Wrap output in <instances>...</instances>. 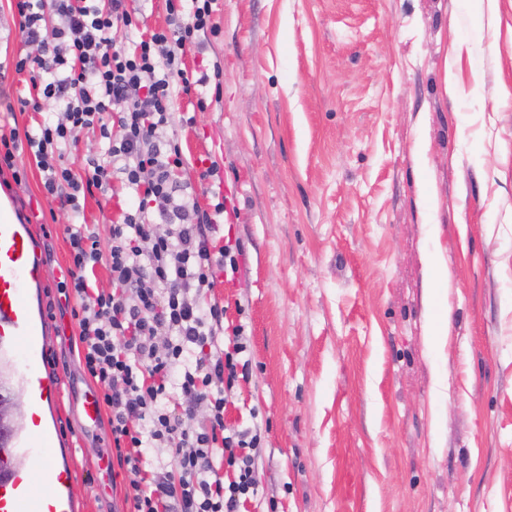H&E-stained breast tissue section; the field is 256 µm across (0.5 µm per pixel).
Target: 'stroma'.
I'll return each instance as SVG.
<instances>
[{
  "mask_svg": "<svg viewBox=\"0 0 512 512\" xmlns=\"http://www.w3.org/2000/svg\"><path fill=\"white\" fill-rule=\"evenodd\" d=\"M215 31L183 57L207 75L163 135L172 173L241 248L215 296L244 324L250 376L225 424H258L247 512H512V0H214ZM0 0V130L21 109L26 54ZM217 161L211 177L202 172ZM10 185L44 261L45 343L81 512H125L97 470L107 419L85 427L78 327L58 285L69 211L28 156ZM87 198L107 234L128 203ZM449 268L432 297L429 254ZM446 323L435 347L425 338Z\"/></svg>",
  "mask_w": 512,
  "mask_h": 512,
  "instance_id": "stroma-1",
  "label": "stroma"
}]
</instances>
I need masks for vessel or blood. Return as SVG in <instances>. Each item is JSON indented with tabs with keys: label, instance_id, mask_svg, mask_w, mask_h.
I'll list each match as a JSON object with an SVG mask.
<instances>
[{
	"label": "vessel or blood",
	"instance_id": "obj_1",
	"mask_svg": "<svg viewBox=\"0 0 512 512\" xmlns=\"http://www.w3.org/2000/svg\"><path fill=\"white\" fill-rule=\"evenodd\" d=\"M44 266L30 224L0 200V359L12 363L25 396L23 433L0 448V512H78L73 466L54 414L58 383L44 364L50 329L42 306ZM38 460L37 471L15 466Z\"/></svg>",
	"mask_w": 512,
	"mask_h": 512
}]
</instances>
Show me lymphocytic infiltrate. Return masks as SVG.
Here are the masks:
<instances>
[{"instance_id": "f902f5d3", "label": "lymphocytic infiltrate", "mask_w": 512, "mask_h": 512, "mask_svg": "<svg viewBox=\"0 0 512 512\" xmlns=\"http://www.w3.org/2000/svg\"><path fill=\"white\" fill-rule=\"evenodd\" d=\"M212 2L166 0L168 28L130 53L122 38L138 23L125 0L107 11L97 0H13L20 39L31 48L14 69L29 73L33 90L62 115L22 134L1 132L0 176L22 182L17 158L28 154L46 196L76 219L60 286L73 302L83 369L110 411L127 512H241L259 492L258 427L224 425L229 395L249 377L245 327L225 324V307L212 296L237 267L233 246L214 239L225 207L201 211L177 195L170 175L183 165L182 151L161 135L177 91L207 83L190 82L181 58L211 28ZM90 128L104 152L81 169L65 165L63 146ZM115 173L138 205L103 238L80 217L87 195L107 193ZM99 265L111 290L93 285ZM201 407L206 421L192 425Z\"/></svg>"}]
</instances>
